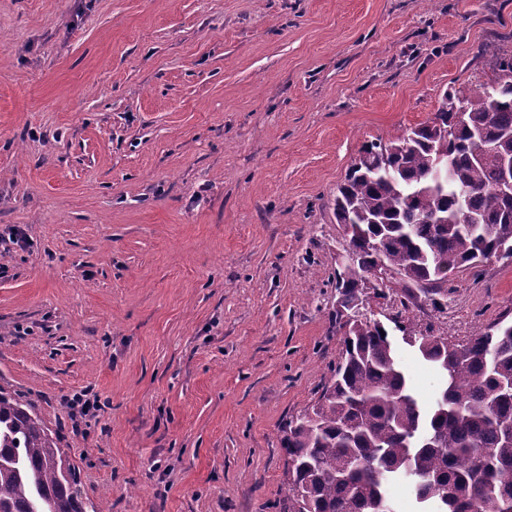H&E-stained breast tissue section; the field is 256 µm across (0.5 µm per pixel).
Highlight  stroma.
I'll list each match as a JSON object with an SVG mask.
<instances>
[{
	"label": "stroma",
	"mask_w": 512,
	"mask_h": 512,
	"mask_svg": "<svg viewBox=\"0 0 512 512\" xmlns=\"http://www.w3.org/2000/svg\"><path fill=\"white\" fill-rule=\"evenodd\" d=\"M496 56L512 0H0V387L84 498L278 512L281 427L341 350L337 188ZM501 318L493 258L413 327Z\"/></svg>",
	"instance_id": "stroma-1"
}]
</instances>
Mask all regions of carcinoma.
Returning a JSON list of instances; mask_svg holds the SVG:
<instances>
[{
    "label": "carcinoma",
    "mask_w": 512,
    "mask_h": 512,
    "mask_svg": "<svg viewBox=\"0 0 512 512\" xmlns=\"http://www.w3.org/2000/svg\"><path fill=\"white\" fill-rule=\"evenodd\" d=\"M503 77L466 94L385 143L363 146L334 201L336 223L358 229L356 258L336 273L346 309L382 261L394 317L405 328L424 298L440 311L448 275L512 247V196L499 190L495 157L512 155V57ZM484 145L494 156L476 158ZM448 156L451 181L435 177ZM474 217L458 224L460 206ZM409 346L442 385L420 402L384 323L352 322L340 358L310 408L285 426L287 494L281 512H379L388 486L423 477L415 500L424 512H512V322L462 341L426 334ZM0 512H103L82 499L76 470L38 412L0 387Z\"/></svg>",
    "instance_id": "carcinoma-1"
}]
</instances>
